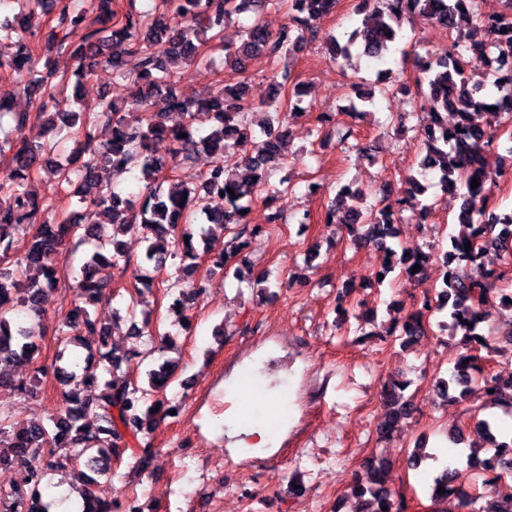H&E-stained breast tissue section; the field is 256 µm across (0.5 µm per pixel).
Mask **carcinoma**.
Masks as SVG:
<instances>
[{
    "label": "carcinoma",
    "mask_w": 512,
    "mask_h": 512,
    "mask_svg": "<svg viewBox=\"0 0 512 512\" xmlns=\"http://www.w3.org/2000/svg\"><path fill=\"white\" fill-rule=\"evenodd\" d=\"M28 20L22 25L0 26V41L14 39L15 52H0V76L14 77L23 83L24 92L40 104L48 132L58 139L32 144L26 141L10 146L8 171L0 176V389L18 395L34 391L43 378H51L63 392V413L46 425L40 421L15 422L0 413V463H14L23 474L19 486L0 493V502L8 503L6 512H49L43 500V480L49 471H59L81 459L96 473L110 469L112 455L126 444L131 435L139 447L137 468H147L152 453L150 436L157 420L167 416L169 405L166 388L177 372V365L163 361L147 371V384L139 385L125 376L131 355L120 353L109 344L111 328L93 318L89 307L97 305L105 286L96 279V269L110 261L112 267L127 272L134 263L121 246L118 235L134 225L144 230L145 249L142 262L157 272L166 270L168 260L179 258V265L167 274L161 285L172 297L170 309L184 318L185 300L198 293L193 275L202 260L215 270H231L229 261L245 246L246 234L255 235L257 225L248 222L244 211L251 210L265 186L269 167L288 156V120L298 108L300 91L285 93V83L273 86L270 98L262 108L274 111L273 121L261 130V140L247 122L255 104L248 98L247 83L224 85L221 94L205 100L178 96L173 89V72L169 62L183 59L199 65L212 62L209 51L224 52V62L243 73L248 64L260 56L280 57L301 47L306 33L331 13L336 0H160L151 16L126 13L116 17L112 0H98L96 23L87 21L79 12L56 11V0H27ZM503 11L485 15L479 0H361L356 13L361 23L340 37L330 36L331 58L342 70L352 66L353 58H378L403 38L400 21L405 15L417 14L446 30L452 43L440 53L418 60L419 84L434 106V129L421 136L410 147L425 153L421 169L438 177L442 191L460 194L457 212L459 230L449 236L451 250L445 252V270L437 298L424 296L419 308L407 313L401 321L400 335L414 342L425 335L427 315L446 312L441 326L461 333L459 344L465 349L452 374L437 382L447 400H472L478 408L497 406L512 411V378L502 383L497 375H484L476 352L484 349L492 354L500 346H512V330L503 339L485 336L481 325L490 321L495 301L512 310V302H504L497 282L506 272H492L484 280L474 279L469 270L484 255L495 250L503 264H512V214L495 224L499 209L483 195V182L488 172L482 164L486 148L493 145V129L512 121V84L503 75L512 70V0H503ZM288 4V24L277 32L266 28L261 11ZM253 13V21L236 47L222 44L224 25L233 16ZM477 23L493 35L488 49L464 41V26ZM42 34L45 48L66 51L76 73L88 75L105 64L112 68L115 83L129 80L136 71L135 94L120 101L103 99L100 111L85 108L72 112L60 108L52 79L50 57L35 53L27 37ZM163 40L166 54L152 51V45ZM354 96L340 112L362 115L374 104L375 95L394 93V87L383 83L378 90L363 89L353 82ZM497 106L492 111L490 107ZM460 117V130L447 126V112ZM9 117L17 126L30 121L28 112L12 111L11 102L0 96V121ZM215 122L209 132L194 139V133L207 122ZM104 122L112 127V137L102 143L93 129ZM173 141L171 161L166 163L153 154L155 140ZM71 140L74 152L89 156L78 169L70 162H59L53 168L58 185L72 188L78 202L97 211L102 220L80 224L57 214L50 199H37L25 189L33 175L42 168L41 159ZM213 157L197 188L179 183L162 189L165 172L193 159L198 148ZM109 167L123 173L140 168L146 181L142 201L136 203L99 186L98 169ZM480 185L471 188L473 179ZM405 196L396 204L361 209L345 205L353 191L345 186L325 214L328 224H345L356 242H373L385 253V260L375 274L377 281L401 266L409 278L420 277L429 260L417 248L397 253L388 245L395 237L397 210L406 206L424 216L430 205L420 196L428 186L410 175L406 178ZM232 192H227L226 188ZM224 192V210L205 205L213 191ZM26 242L19 244V235ZM471 244L465 249V244ZM83 250V258L74 270V288L84 299L72 320L58 330L59 343L68 346L84 335L98 337L96 352L87 356L81 372L68 370L57 363L35 368L30 380L13 378L10 370L23 362L34 363L41 352L40 325L24 326L14 321L17 308L33 314L40 311L43 294L56 287L58 264L69 255ZM417 272H412L413 266ZM131 329L136 336H148L156 351L155 338L170 342L169 333H159L152 312L143 314L142 323L129 312ZM405 383L384 388V414L379 423L381 437L392 436L401 421L411 415V403L404 399ZM459 395L451 396L449 391ZM478 428L490 441L494 454L481 461L482 488L496 489L512 476V444L497 441L492 424L478 421ZM366 477L357 478L352 488L355 512H407L409 505L388 485L390 463L372 458L365 464ZM461 471L448 464L433 476L431 500L438 505L455 492ZM95 479L87 477L81 491L83 512H112V504L96 495ZM443 492H438V489Z\"/></svg>",
    "instance_id": "cac0c4a2"
}]
</instances>
